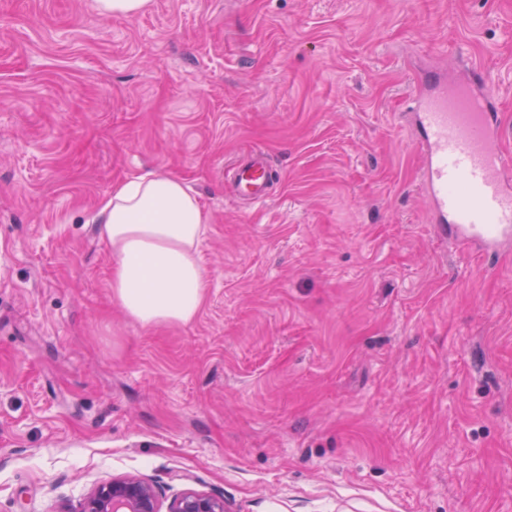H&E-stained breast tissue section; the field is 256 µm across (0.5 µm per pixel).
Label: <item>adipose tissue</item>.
I'll return each mask as SVG.
<instances>
[{
	"label": "adipose tissue",
	"mask_w": 512,
	"mask_h": 512,
	"mask_svg": "<svg viewBox=\"0 0 512 512\" xmlns=\"http://www.w3.org/2000/svg\"><path fill=\"white\" fill-rule=\"evenodd\" d=\"M112 249L110 291L143 327L185 325L205 295L199 247L208 217L178 177L157 172L113 186L92 218Z\"/></svg>",
	"instance_id": "1"
}]
</instances>
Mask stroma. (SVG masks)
I'll return each instance as SVG.
<instances>
[{"mask_svg": "<svg viewBox=\"0 0 512 512\" xmlns=\"http://www.w3.org/2000/svg\"><path fill=\"white\" fill-rule=\"evenodd\" d=\"M512 124V0H0V512L120 475L230 512H512V251L439 236L408 99ZM272 196L224 189L245 148ZM199 198L204 303L142 327L89 218ZM148 0H95V9L101 16L133 17L141 13Z\"/></svg>", "mask_w": 512, "mask_h": 512, "instance_id": "35a3bbf8", "label": "stroma"}]
</instances>
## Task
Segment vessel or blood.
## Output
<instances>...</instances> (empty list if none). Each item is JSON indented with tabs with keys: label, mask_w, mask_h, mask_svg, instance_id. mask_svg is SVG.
<instances>
[{
	"label": "vessel or blood",
	"mask_w": 512,
	"mask_h": 512,
	"mask_svg": "<svg viewBox=\"0 0 512 512\" xmlns=\"http://www.w3.org/2000/svg\"><path fill=\"white\" fill-rule=\"evenodd\" d=\"M431 80L438 90L422 98L416 114L431 222L439 234L455 232L457 241L497 254L512 246V186L506 183L512 158L500 149L512 139V127L478 71L448 84L439 74ZM271 179L268 160L256 149L231 166L233 193L252 204L267 200Z\"/></svg>",
	"instance_id": "b4317fda"
}]
</instances>
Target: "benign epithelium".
Wrapping results in <instances>:
<instances>
[{"label": "benign epithelium", "instance_id": "benign-epithelium-1", "mask_svg": "<svg viewBox=\"0 0 512 512\" xmlns=\"http://www.w3.org/2000/svg\"><path fill=\"white\" fill-rule=\"evenodd\" d=\"M80 512H161L158 495L149 482L125 476L97 486L84 498ZM167 512H228L224 500L196 492H184L169 504Z\"/></svg>", "mask_w": 512, "mask_h": 512}]
</instances>
